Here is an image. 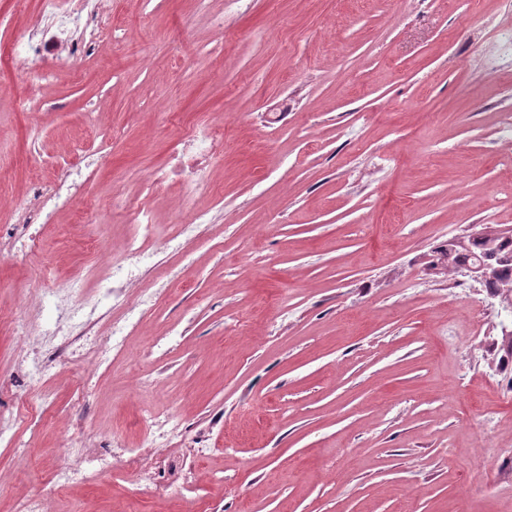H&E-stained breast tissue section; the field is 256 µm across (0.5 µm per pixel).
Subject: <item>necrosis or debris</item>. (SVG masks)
<instances>
[{
    "mask_svg": "<svg viewBox=\"0 0 512 512\" xmlns=\"http://www.w3.org/2000/svg\"><path fill=\"white\" fill-rule=\"evenodd\" d=\"M104 15L105 0H38L35 20L27 31L12 39L9 56L17 62L34 60L37 64L32 73L34 81L48 80L49 62L60 58L82 59L95 52L104 29ZM181 146L183 151L197 158L195 166L182 172L185 191L208 185L207 167L221 160L223 136L201 131L183 138ZM95 176V170L77 164L65 168L56 179L30 180L25 186L29 199L27 212L18 219L16 229H0V256L7 258L16 252L35 251L38 246L36 225L51 223L58 212L76 208ZM132 216L136 231L119 248L109 250L110 279L101 289L92 293L76 280L65 285L46 280L31 306L13 321L17 336L27 339L52 336L58 357L80 370L85 379L91 376L90 371L83 368L86 356L94 355L96 367L108 364L113 355L124 352L125 336L130 335L155 306L158 291L140 284L141 268L154 256L155 239H163L167 249L179 255L200 235L202 225L213 221L209 212L198 211L191 221L173 224L163 233L154 223L148 203H140ZM123 288L133 291L127 300L126 314L121 320L106 321L107 336L99 338L96 326L104 321L100 311L102 300ZM47 307L55 315L49 328L41 323L42 311ZM64 446L68 454L82 456L83 464L59 468L55 475L58 489L111 474L116 468L122 469L132 481L143 485L151 482L149 471L136 455L123 457L111 451L90 453L86 450L85 438L75 435L67 436Z\"/></svg>",
    "mask_w": 512,
    "mask_h": 512,
    "instance_id": "4bbe7bcc",
    "label": "necrosis or debris"
}]
</instances>
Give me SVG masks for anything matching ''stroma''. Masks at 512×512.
Masks as SVG:
<instances>
[{"label":"stroma","instance_id":"35a3bbf8","mask_svg":"<svg viewBox=\"0 0 512 512\" xmlns=\"http://www.w3.org/2000/svg\"><path fill=\"white\" fill-rule=\"evenodd\" d=\"M108 26L125 39L37 90L0 62V226L27 181L112 140L81 203L96 223L61 216L0 258V409L38 418L14 422L26 455L0 447V512H512V313L439 258L512 228V66L491 62L512 0H112ZM31 92L38 112L14 109ZM207 120L224 157L183 209L149 176ZM116 197L216 221L188 259L158 249L145 283L181 280L108 376L77 399L59 363L27 389L11 318L44 268L95 289L88 243L135 231ZM147 412L180 428L151 491L119 471L57 489L71 423L143 448Z\"/></svg>","mask_w":512,"mask_h":512}]
</instances>
